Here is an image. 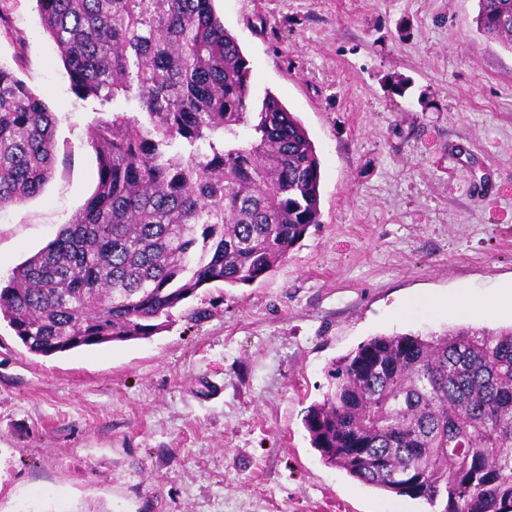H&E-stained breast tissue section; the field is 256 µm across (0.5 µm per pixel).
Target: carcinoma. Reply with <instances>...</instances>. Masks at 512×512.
<instances>
[{
	"label": "carcinoma",
	"instance_id": "obj_1",
	"mask_svg": "<svg viewBox=\"0 0 512 512\" xmlns=\"http://www.w3.org/2000/svg\"><path fill=\"white\" fill-rule=\"evenodd\" d=\"M477 29L512 50V0ZM71 88L131 115L94 120L98 179L54 240L0 285L35 355L148 339L199 288L267 276L320 218V161L267 93L214 0H36ZM56 118L0 67V209L56 165ZM304 424L322 461L438 512H512V327L373 336L335 360Z\"/></svg>",
	"mask_w": 512,
	"mask_h": 512
}]
</instances>
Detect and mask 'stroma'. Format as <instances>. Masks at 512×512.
Wrapping results in <instances>:
<instances>
[{"label": "stroma", "instance_id": "35a3bbf8", "mask_svg": "<svg viewBox=\"0 0 512 512\" xmlns=\"http://www.w3.org/2000/svg\"><path fill=\"white\" fill-rule=\"evenodd\" d=\"M321 161V218L264 279L212 283L147 339L52 356L0 325V512H431L323 463L304 427L334 359L380 334L512 314V50L477 0H214ZM0 66L55 113L42 192L0 210V277L92 195L101 107L35 0H0Z\"/></svg>", "mask_w": 512, "mask_h": 512}]
</instances>
